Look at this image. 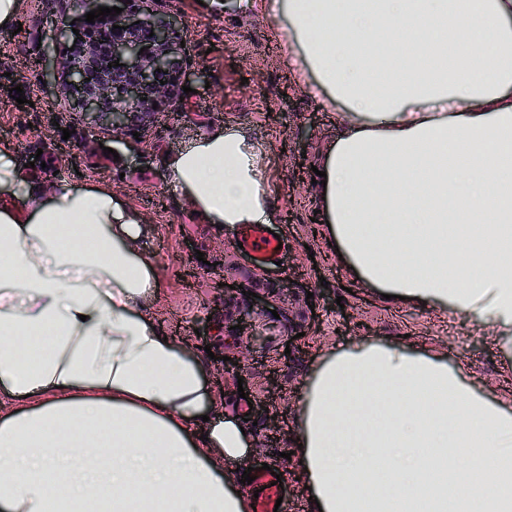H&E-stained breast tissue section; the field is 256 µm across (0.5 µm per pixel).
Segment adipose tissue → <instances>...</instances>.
<instances>
[{"label": "adipose tissue", "mask_w": 512, "mask_h": 512, "mask_svg": "<svg viewBox=\"0 0 512 512\" xmlns=\"http://www.w3.org/2000/svg\"><path fill=\"white\" fill-rule=\"evenodd\" d=\"M309 95L344 108L314 200L354 279L512 338V0H283ZM168 187L268 224L255 142L203 134ZM110 186L24 182L0 144V512H247L203 365L143 310L159 286ZM208 416L207 439L194 427ZM309 512H512V396L386 343L333 345L299 406Z\"/></svg>", "instance_id": "ef3b65f1"}]
</instances>
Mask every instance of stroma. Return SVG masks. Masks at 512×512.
I'll return each mask as SVG.
<instances>
[{
    "label": "stroma",
    "instance_id": "obj_1",
    "mask_svg": "<svg viewBox=\"0 0 512 512\" xmlns=\"http://www.w3.org/2000/svg\"><path fill=\"white\" fill-rule=\"evenodd\" d=\"M162 8L190 34L191 91L143 140L116 146L61 93L51 72L39 76L32 68L60 39L52 19L74 21L79 7L73 0H25L21 31L0 27V143L12 146L26 182L47 189L58 178L80 186L107 182L145 224L135 248L155 263L161 282L147 312L202 361L206 383L224 393L223 415L243 422L253 443L239 463L224 467L232 489H245L242 468L265 463L290 479L283 512H308L307 492L291 480L294 464L285 454L298 434L304 387L330 345L388 339L463 365L475 389L497 393H512V345L492 326L386 299L364 283L348 289V272L315 232L311 184L318 150L342 130L341 113L318 107L301 82H289L287 62L298 46L280 15L253 12L247 0H164ZM19 89L22 104L13 98ZM223 127L246 129L257 144L272 229L287 240L281 267L255 269L237 252L235 229L206 223L187 196L168 187L172 154ZM36 152L42 164L29 167ZM184 267L192 276L181 277ZM221 279L227 289L217 288ZM294 337L300 349L286 353ZM248 344L255 347L250 362L235 369L232 358ZM273 432L278 439L271 443Z\"/></svg>",
    "mask_w": 512,
    "mask_h": 512
}]
</instances>
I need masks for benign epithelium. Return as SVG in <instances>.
I'll list each match as a JSON object with an SVG mask.
<instances>
[{
	"instance_id": "obj_1",
	"label": "benign epithelium",
	"mask_w": 512,
	"mask_h": 512,
	"mask_svg": "<svg viewBox=\"0 0 512 512\" xmlns=\"http://www.w3.org/2000/svg\"><path fill=\"white\" fill-rule=\"evenodd\" d=\"M90 4L122 12L93 24L83 20L79 34L66 37L56 61L62 91L112 137L143 134L160 115L175 112L185 76L181 41L188 40L187 32L155 0L82 2ZM146 30L153 36L142 38Z\"/></svg>"
}]
</instances>
